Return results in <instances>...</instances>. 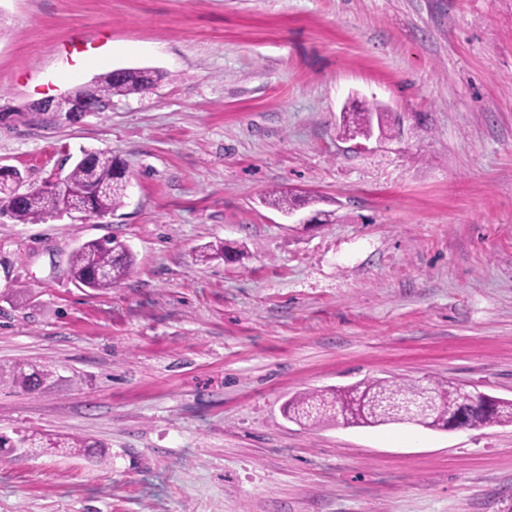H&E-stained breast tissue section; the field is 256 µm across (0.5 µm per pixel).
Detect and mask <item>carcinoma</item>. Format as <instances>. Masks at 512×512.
<instances>
[{"label":"carcinoma","mask_w":512,"mask_h":512,"mask_svg":"<svg viewBox=\"0 0 512 512\" xmlns=\"http://www.w3.org/2000/svg\"><path fill=\"white\" fill-rule=\"evenodd\" d=\"M163 73L155 70L121 69L102 73L92 84L74 93L81 112H96L115 95L143 93L154 86ZM384 126L380 112H354L345 132L365 133L374 126ZM123 164L108 152H84L81 159L67 174L71 187L83 192L91 215L112 214L124 205L127 193L123 182ZM24 177L17 169L0 173V211L16 224H39L67 212L69 200L52 197L40 192L20 193ZM134 256L130 249L114 238H104L83 243L72 254L68 275L77 284L96 290L117 287L131 273ZM54 385V371L44 366L16 363L0 367V386L34 393ZM427 387L444 412L459 410L467 427L512 422V401L492 396L478 406L465 404L457 388L449 382L429 380L427 384L398 382L388 379L367 380L344 391L314 390L301 394L288 402V415L304 424L317 423L336 417L335 403L346 414V423L352 426H379L395 421L396 415L369 414L361 399L374 398L381 393L407 397ZM67 448L74 453H90L102 444L87 437L68 440L53 439L43 435H22L12 438L0 434V455L11 448Z\"/></svg>","instance_id":"1"}]
</instances>
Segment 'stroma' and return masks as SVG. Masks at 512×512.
Returning a JSON list of instances; mask_svg holds the SVG:
<instances>
[{
  "label": "stroma",
  "mask_w": 512,
  "mask_h": 512,
  "mask_svg": "<svg viewBox=\"0 0 512 512\" xmlns=\"http://www.w3.org/2000/svg\"><path fill=\"white\" fill-rule=\"evenodd\" d=\"M119 68L164 77L77 123L0 122L26 184L85 150L130 179L112 215L0 220V366L61 377L0 388V433L111 454L0 457V512H512V424L287 414L377 378L512 400V0H0V108ZM363 109L388 131L359 151ZM106 237L133 273L75 284ZM217 241L237 257L196 260ZM351 115L349 125L345 124V132L348 134L371 131L374 127V118H376L378 128H384L382 112H352ZM134 256L114 238L83 243L72 254L68 275L77 284L96 290L116 288L131 273ZM54 371L44 366L16 363L8 367H0V386L34 393L54 385Z\"/></svg>",
  "instance_id": "stroma-1"
}]
</instances>
